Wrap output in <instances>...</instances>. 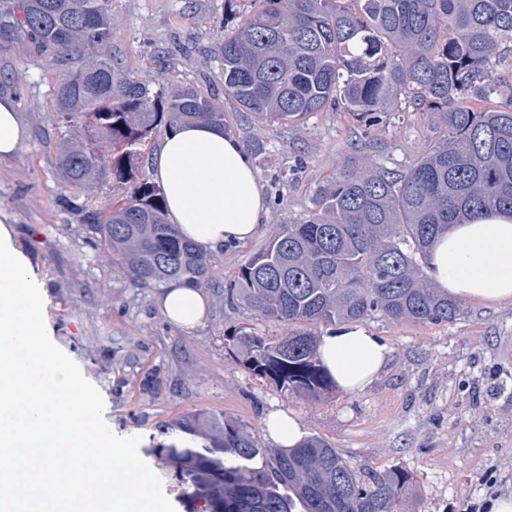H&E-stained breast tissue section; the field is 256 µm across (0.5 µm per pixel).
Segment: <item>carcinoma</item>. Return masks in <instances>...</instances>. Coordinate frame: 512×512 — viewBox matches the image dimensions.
Returning <instances> with one entry per match:
<instances>
[{
    "label": "carcinoma",
    "mask_w": 512,
    "mask_h": 512,
    "mask_svg": "<svg viewBox=\"0 0 512 512\" xmlns=\"http://www.w3.org/2000/svg\"><path fill=\"white\" fill-rule=\"evenodd\" d=\"M263 0L217 43L224 94L273 122L342 107L368 124L400 98L442 131L403 170L369 174L349 163L327 180L316 211L279 232L226 283L229 302L278 321L334 326L375 312L392 321L448 323L458 302L434 288L435 238L482 210L512 213V109L478 107L512 92V0ZM0 34L29 39L59 76L56 112L69 129L58 165L77 187L99 175L137 177V148L160 124L225 127L224 109L192 84L166 95L107 52L109 0H13ZM103 251L147 287L208 283L205 250L166 222L161 189L137 193L98 220ZM243 366L280 391L318 397L336 388L316 337L272 340L241 327L227 337ZM156 455L184 486L187 512H399L411 475L359 474L324 440L263 448L237 421L195 411L167 426Z\"/></svg>",
    "instance_id": "obj_1"
}]
</instances>
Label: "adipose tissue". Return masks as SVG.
<instances>
[{"mask_svg": "<svg viewBox=\"0 0 512 512\" xmlns=\"http://www.w3.org/2000/svg\"><path fill=\"white\" fill-rule=\"evenodd\" d=\"M26 130L11 95L0 94V161L21 148ZM167 217L179 233L205 249L252 239L267 220L261 179L248 153L231 134L194 122L171 129L153 160ZM433 283L449 296L484 303L512 301V217L498 213L453 225L433 247ZM203 292L180 283L164 287L158 307L172 323L190 327L205 314ZM321 364L338 388L356 393L385 366L389 350L379 336L353 322L326 329L318 338ZM266 433L275 447H297L307 435L295 413L270 411Z\"/></svg>", "mask_w": 512, "mask_h": 512, "instance_id": "adipose-tissue-1", "label": "adipose tissue"}]
</instances>
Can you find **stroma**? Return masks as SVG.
Here are the masks:
<instances>
[{
    "mask_svg": "<svg viewBox=\"0 0 512 512\" xmlns=\"http://www.w3.org/2000/svg\"><path fill=\"white\" fill-rule=\"evenodd\" d=\"M258 7L257 0H237L228 17L224 0L109 2V49L127 73L156 90L199 86L223 106L227 129L243 147L263 146L252 162L271 201L269 219L248 242L209 251L208 314L191 328L169 322L157 289L139 286L96 249L88 213L109 212L136 184L100 178L84 191L62 176L57 150L67 128L55 110L58 72L28 41L0 37V92L15 99L27 128L18 155L0 163V215L34 273L50 339L98 389L112 432L141 436L139 454L175 512H185L179 490L151 448L163 442L164 425L200 409L240 422L265 448L267 412L296 413L309 436L356 470L407 471L410 512H469L472 504L512 494L511 301L464 300L457 320L442 324L378 313L364 319L390 353L378 378L353 394L308 399L281 392L245 369L229 345L235 328L273 339L304 329L224 298L225 283L279 225L314 212L320 189L348 161L363 171L402 170L440 136L402 102L374 126L332 110L284 124L238 111L224 95L214 48ZM159 54L167 66L156 64Z\"/></svg>",
    "mask_w": 512,
    "mask_h": 512,
    "instance_id": "35a3bbf8",
    "label": "stroma"
}]
</instances>
